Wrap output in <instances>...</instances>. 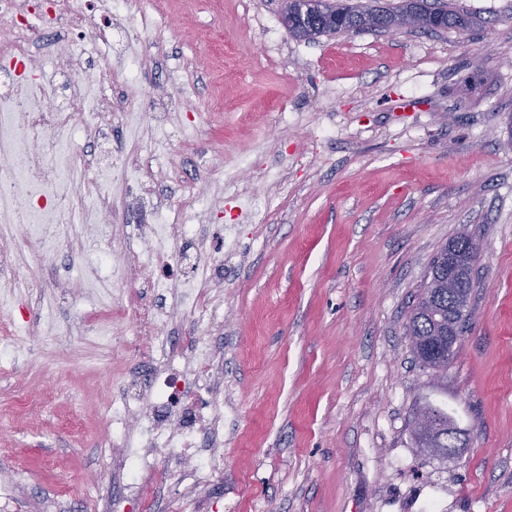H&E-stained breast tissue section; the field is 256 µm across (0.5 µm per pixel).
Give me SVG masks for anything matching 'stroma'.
Returning <instances> with one entry per match:
<instances>
[{
    "mask_svg": "<svg viewBox=\"0 0 512 512\" xmlns=\"http://www.w3.org/2000/svg\"><path fill=\"white\" fill-rule=\"evenodd\" d=\"M159 23L118 62L137 98L158 198L203 192L193 250L224 236V319L174 325L217 340L224 445L204 493L177 512H512V0H451L464 30L362 31L306 42L283 0H156ZM230 111L203 115L216 99ZM164 106L167 135L152 121ZM112 196L111 269L149 209ZM271 200L263 223L253 200ZM482 263L447 374L415 360L405 317L457 233ZM72 245L28 257L32 286L0 288L19 341L0 352V512H148L127 497L122 448H105L104 406L148 362L134 325L109 347L86 318L97 259ZM454 409L466 446L419 448L425 402Z\"/></svg>",
    "mask_w": 512,
    "mask_h": 512,
    "instance_id": "stroma-1",
    "label": "stroma"
}]
</instances>
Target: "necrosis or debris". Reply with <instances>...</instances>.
I'll return each mask as SVG.
<instances>
[{"mask_svg":"<svg viewBox=\"0 0 512 512\" xmlns=\"http://www.w3.org/2000/svg\"><path fill=\"white\" fill-rule=\"evenodd\" d=\"M27 2L0 0V203L10 202V221L20 226L27 241L56 243L73 224H86L91 229L89 244L105 270L110 257L107 226L115 208L112 187L101 180L100 163L78 156L73 142L61 134L79 126L102 132L112 119L131 125L137 102L113 100L111 90L132 83L134 77L129 70L113 67L112 27L104 23L94 28L97 43L104 47L96 65L66 62L67 70L79 73V81L60 84L52 74L28 77V46L35 28ZM87 23L85 0H53L52 13L44 20L46 27L57 28L61 40ZM193 215L185 205L170 217L142 225L140 235L151 247L130 254L124 267L127 277L147 287L174 290L177 304L173 312L148 306L133 315L138 349L155 367L148 380L151 396L143 398L132 386L112 405V439L128 450L124 465L132 475L130 486L137 498L153 502L161 486L146 475L155 451L165 450L170 477L194 490L210 481L212 460L199 458L190 472L183 470L182 461L192 457L194 449L215 446L224 421L223 363L213 342L190 336L180 349L163 334L174 312L208 327L222 309L211 277L200 270L217 267L223 246L210 245L191 261L184 255L185 244L194 237ZM130 418L138 423L132 433L124 427Z\"/></svg>","mask_w":512,"mask_h":512,"instance_id":"1","label":"necrosis or debris"}]
</instances>
